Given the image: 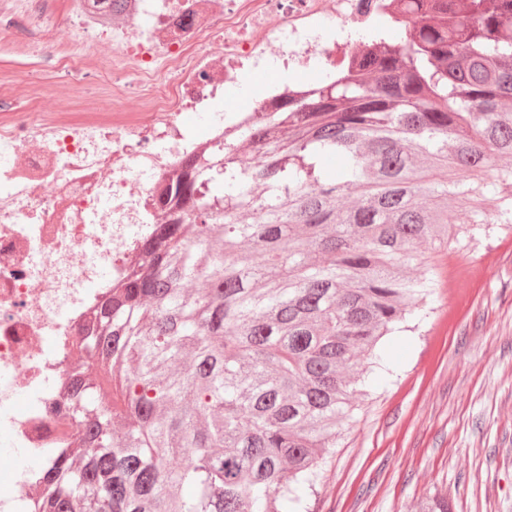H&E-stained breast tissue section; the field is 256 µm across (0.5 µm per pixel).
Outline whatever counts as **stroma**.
Masks as SVG:
<instances>
[{"label": "stroma", "mask_w": 512, "mask_h": 512, "mask_svg": "<svg viewBox=\"0 0 512 512\" xmlns=\"http://www.w3.org/2000/svg\"><path fill=\"white\" fill-rule=\"evenodd\" d=\"M56 92L54 73L0 35V91ZM482 178L453 200L480 208L468 225L422 248L435 297L384 337L370 375L307 494L308 512H417L448 497L452 512H512V223H497Z\"/></svg>", "instance_id": "obj_1"}]
</instances>
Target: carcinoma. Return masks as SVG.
Instances as JSON below:
<instances>
[{
    "label": "carcinoma",
    "instance_id": "carcinoma-1",
    "mask_svg": "<svg viewBox=\"0 0 512 512\" xmlns=\"http://www.w3.org/2000/svg\"><path fill=\"white\" fill-rule=\"evenodd\" d=\"M402 15L354 67L260 113L248 158H190L183 208L87 337L119 398L102 414L75 391L86 429L32 512H305L361 361L433 294L407 269L460 219V182L426 172L512 157V0H403Z\"/></svg>",
    "mask_w": 512,
    "mask_h": 512
}]
</instances>
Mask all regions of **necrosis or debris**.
Returning <instances> with one entry per match:
<instances>
[{
  "instance_id": "obj_1",
  "label": "necrosis or debris",
  "mask_w": 512,
  "mask_h": 512,
  "mask_svg": "<svg viewBox=\"0 0 512 512\" xmlns=\"http://www.w3.org/2000/svg\"><path fill=\"white\" fill-rule=\"evenodd\" d=\"M401 15L399 0H0V33L69 77L112 81L113 120L75 121L57 99L0 95V431L48 461L78 427L68 414L75 346L105 295L136 271L137 240L176 209L191 157L239 148L236 127L306 91L366 47L359 29ZM276 79L226 109L248 73ZM202 118L197 131L189 115ZM40 466L11 469L0 512H26Z\"/></svg>"
}]
</instances>
